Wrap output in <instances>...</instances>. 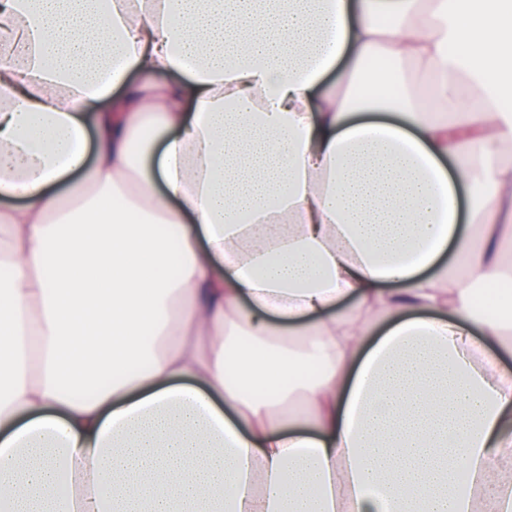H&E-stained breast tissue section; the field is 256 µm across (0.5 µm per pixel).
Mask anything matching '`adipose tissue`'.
Returning <instances> with one entry per match:
<instances>
[{
	"instance_id": "1",
	"label": "adipose tissue",
	"mask_w": 512,
	"mask_h": 512,
	"mask_svg": "<svg viewBox=\"0 0 512 512\" xmlns=\"http://www.w3.org/2000/svg\"><path fill=\"white\" fill-rule=\"evenodd\" d=\"M508 97L512 0H0V512H512Z\"/></svg>"
}]
</instances>
